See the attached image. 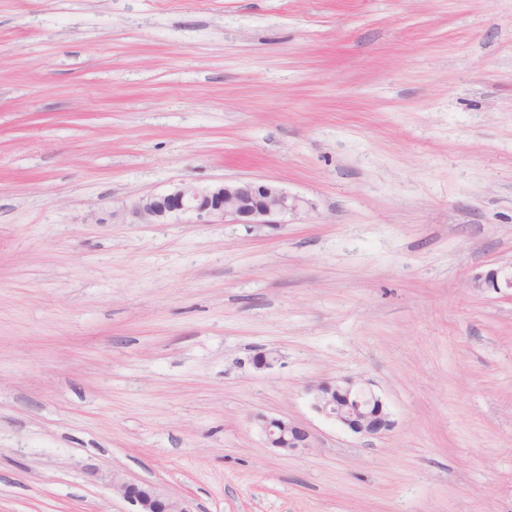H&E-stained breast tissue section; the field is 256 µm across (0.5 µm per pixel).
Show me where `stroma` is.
Listing matches in <instances>:
<instances>
[{
    "label": "stroma",
    "mask_w": 512,
    "mask_h": 512,
    "mask_svg": "<svg viewBox=\"0 0 512 512\" xmlns=\"http://www.w3.org/2000/svg\"><path fill=\"white\" fill-rule=\"evenodd\" d=\"M236 179L308 205L129 212ZM510 264L512 0H0V512H512ZM305 200L273 183L230 180L215 186L184 183L174 190L136 200L132 215L140 224H165L173 215H188L195 224H279L297 214ZM502 271H490L485 275H480L474 282L475 288L483 290V288H493L495 292L502 293V291L507 292L510 290V295H512V269L510 274L503 272L501 277H499V273ZM335 387L340 397L324 400L325 393ZM314 409L325 418L335 421L363 437H375L390 430L394 422L382 397L353 378L323 379L309 387ZM373 406L376 412H370ZM263 420V432L271 447L287 453L302 452L315 447V436L308 428L279 418H264ZM269 421L270 424H268ZM112 489L136 507L133 512H191L185 500L168 495L150 483L128 482L116 476Z\"/></svg>",
    "instance_id": "35a3bbf8"
}]
</instances>
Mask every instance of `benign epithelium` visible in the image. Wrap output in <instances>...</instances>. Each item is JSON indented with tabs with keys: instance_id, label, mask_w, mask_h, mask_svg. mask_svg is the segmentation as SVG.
Listing matches in <instances>:
<instances>
[{
	"instance_id": "7a95c632",
	"label": "benign epithelium",
	"mask_w": 512,
	"mask_h": 512,
	"mask_svg": "<svg viewBox=\"0 0 512 512\" xmlns=\"http://www.w3.org/2000/svg\"><path fill=\"white\" fill-rule=\"evenodd\" d=\"M305 200L273 183L230 180L215 186L184 183L174 190L136 200L132 215L141 224H165L174 215H188L196 224H278L280 218L304 209ZM478 289L512 291V273L493 270L474 282ZM336 392L338 400L324 394ZM314 409L363 437H375L390 430L394 422L382 397L352 378L323 379L309 387ZM267 443L284 452H302L315 447L313 433L279 418L264 419ZM112 489L136 507L135 512H191L187 503L160 491L155 485L134 483L113 477Z\"/></svg>"
}]
</instances>
